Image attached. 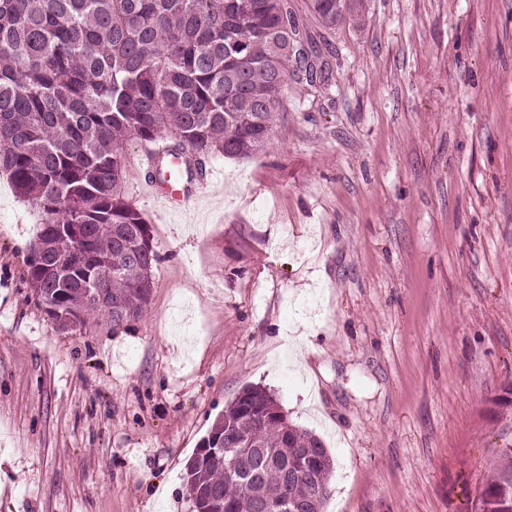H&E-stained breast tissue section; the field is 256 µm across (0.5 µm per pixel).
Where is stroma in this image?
Segmentation results:
<instances>
[{"mask_svg": "<svg viewBox=\"0 0 512 512\" xmlns=\"http://www.w3.org/2000/svg\"><path fill=\"white\" fill-rule=\"evenodd\" d=\"M296 15L334 68L271 145L206 159L146 315L62 329L27 275L42 217L0 175V512H193L185 464L245 386L335 461L325 512H472L512 442V0Z\"/></svg>", "mask_w": 512, "mask_h": 512, "instance_id": "obj_1", "label": "stroma"}]
</instances>
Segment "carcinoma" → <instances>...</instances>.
<instances>
[{
	"mask_svg": "<svg viewBox=\"0 0 512 512\" xmlns=\"http://www.w3.org/2000/svg\"><path fill=\"white\" fill-rule=\"evenodd\" d=\"M319 26L359 24L367 0H311ZM321 88L330 71L290 0H0V173L42 214V264L27 261L36 295L51 294L78 324L118 329L144 317L159 261L150 224L123 196L126 144L173 143L187 171L212 156L248 160L275 136L288 81ZM59 224L84 225L87 272L53 269L71 240ZM102 288L98 304L89 290ZM224 407L185 465L195 512H260L299 504L323 512L334 460L323 440L249 385ZM233 460L244 473L228 478ZM474 512H512V443L499 449Z\"/></svg>",
	"mask_w": 512,
	"mask_h": 512,
	"instance_id": "obj_1",
	"label": "carcinoma"
}]
</instances>
